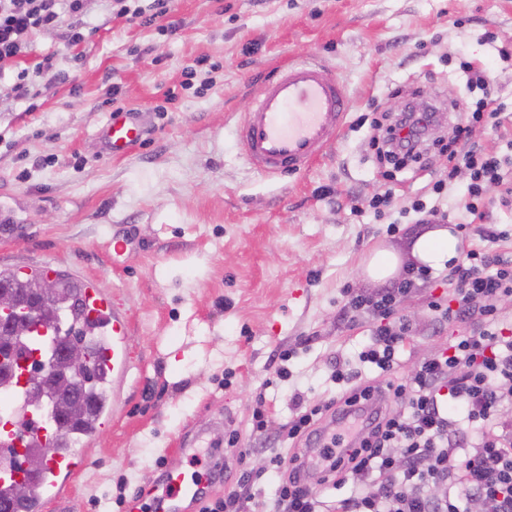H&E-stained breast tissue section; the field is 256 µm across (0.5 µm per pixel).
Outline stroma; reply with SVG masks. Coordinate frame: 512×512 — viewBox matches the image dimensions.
Here are the masks:
<instances>
[{"instance_id": "35a3bbf8", "label": "stroma", "mask_w": 512, "mask_h": 512, "mask_svg": "<svg viewBox=\"0 0 512 512\" xmlns=\"http://www.w3.org/2000/svg\"><path fill=\"white\" fill-rule=\"evenodd\" d=\"M153 25L86 0L84 40L64 48L39 31L18 58L34 68L46 54L40 93L19 99L14 75L0 77V207L13 234H0V271L53 260L72 279L97 281L131 319L137 367L118 391L119 413L93 442L95 462L71 480L62 504L44 512H123L117 496L156 483L159 460L187 477L212 471V499L239 469L177 458L198 427L223 447L238 429L246 466L267 470L273 438L295 393L331 398L336 363L354 361L370 316L343 313V289L375 292L361 271L377 248L406 250L416 225L355 212L353 199L381 185L370 150L373 113L390 111L394 90L419 91L437 107L471 94L460 60L487 66L507 109L498 131L476 130L483 151L512 150V0H170ZM319 63L349 96L346 127L323 158L299 175L270 180L243 159L235 130L278 66ZM202 61L192 88L182 72ZM118 85L116 100L107 89ZM139 113L145 140L125 157L101 137L115 108ZM126 240L122 254L113 239ZM449 283L418 288L399 305L412 329L408 374L448 342L476 331L479 317L445 326L431 301ZM294 353L290 380L266 385L273 360ZM265 401L269 424L254 431Z\"/></svg>"}]
</instances>
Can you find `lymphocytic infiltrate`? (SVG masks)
<instances>
[{
	"mask_svg": "<svg viewBox=\"0 0 512 512\" xmlns=\"http://www.w3.org/2000/svg\"><path fill=\"white\" fill-rule=\"evenodd\" d=\"M84 2L0 0V71L14 65L33 32L57 29L63 16L82 15ZM465 68L482 97L473 112L458 120L452 138L435 140V148L453 166L432 190H448L458 166L469 170L462 202L479 223L481 244L467 250L453 268L455 306L437 303L433 309L446 322L466 320L473 309H480L481 328L401 378L396 371L411 328L398 318L397 305L419 283L431 280L430 270L408 272L375 298L350 293L348 308L373 316L370 341L358 359L376 376L337 366L330 376L337 387L334 404L371 400L386 391L403 401L404 412H382L365 425L360 446L350 448L343 434L318 430L330 406L308 408L302 396H295L296 412L285 427V438L296 443L319 436L322 457L331 466L321 491L302 482L276 452L270 457L278 482L273 502L259 500L255 477L244 470L223 499L202 512H469L470 501L477 497L491 501L493 512H512V419L501 415L512 404V336L494 305L497 298L512 294V260L488 254L487 245L508 234L486 224L487 213L477 204L485 186L501 184L503 177L497 158L477 155L467 146L473 127L497 118L500 106L487 68L470 62ZM434 123V111L413 108L373 118L372 145L379 161L390 165L384 179L420 160L424 133Z\"/></svg>",
	"mask_w": 512,
	"mask_h": 512,
	"instance_id": "f902f5d3",
	"label": "lymphocytic infiltrate"
}]
</instances>
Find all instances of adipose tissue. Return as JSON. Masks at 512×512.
<instances>
[{"instance_id": "1", "label": "adipose tissue", "mask_w": 512, "mask_h": 512, "mask_svg": "<svg viewBox=\"0 0 512 512\" xmlns=\"http://www.w3.org/2000/svg\"><path fill=\"white\" fill-rule=\"evenodd\" d=\"M460 251L461 240L451 229L429 228L416 232L406 251L375 250L363 266V275L370 282L381 283L394 278L408 263L439 273L450 268Z\"/></svg>"}]
</instances>
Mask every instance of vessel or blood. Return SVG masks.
I'll return each mask as SVG.
<instances>
[{"label": "vessel or blood", "mask_w": 512, "mask_h": 512, "mask_svg": "<svg viewBox=\"0 0 512 512\" xmlns=\"http://www.w3.org/2000/svg\"><path fill=\"white\" fill-rule=\"evenodd\" d=\"M348 96L344 85L324 69L298 59L264 84L242 119L238 138L243 155L261 175L279 178L309 168L346 124ZM145 134V128L130 116L113 118L102 136L115 157L126 156ZM82 299L90 317L106 323L93 339L94 347L112 373L113 384L125 383L134 369L128 346L130 320L110 293L95 281H79ZM34 434L47 446L46 465L35 485V496L24 512H43L45 505L66 497L69 478L89 467L94 453L89 445L61 447L53 427L30 408L22 383H14L10 401L0 410V446L24 453V433ZM209 479L187 478L178 467L160 471L156 486L133 494L124 512H196L209 498Z\"/></svg>", "instance_id": "obj_1"}]
</instances>
